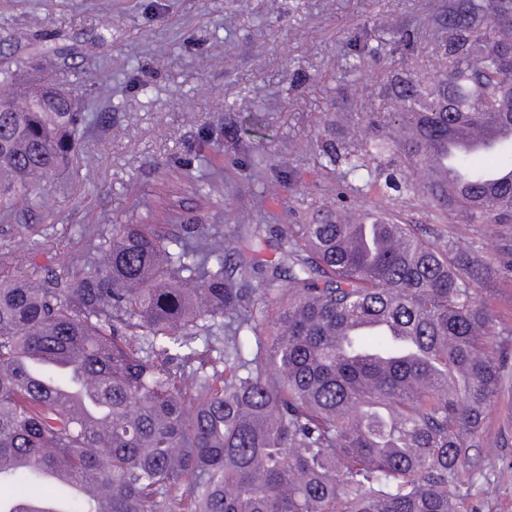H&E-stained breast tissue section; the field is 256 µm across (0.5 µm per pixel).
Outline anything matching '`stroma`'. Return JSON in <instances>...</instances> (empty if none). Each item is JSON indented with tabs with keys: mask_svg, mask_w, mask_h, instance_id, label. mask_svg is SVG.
Here are the masks:
<instances>
[{
	"mask_svg": "<svg viewBox=\"0 0 512 512\" xmlns=\"http://www.w3.org/2000/svg\"><path fill=\"white\" fill-rule=\"evenodd\" d=\"M435 2L0 0V52L82 77L91 112L107 117L84 140L99 158L94 178L75 168L46 180L43 208L19 211V223L36 225V249L63 270L85 253L87 234L98 227L150 214L159 224H218L229 234L247 206L267 226L256 257L264 267L280 253L274 216L324 200L309 144L333 111L338 88L355 83L367 109L394 108L378 92L385 64L369 65L364 79L352 81V37L364 27L371 43H393L394 22L417 24ZM230 108L265 133L251 156L229 144L198 148L200 127L223 122ZM198 150L202 174L223 175V197H205L180 175L179 160ZM288 164L297 170L290 185L277 178ZM347 204L448 231L447 220L409 192ZM473 455L474 512H512V388L487 409Z\"/></svg>",
	"mask_w": 512,
	"mask_h": 512,
	"instance_id": "1",
	"label": "stroma"
}]
</instances>
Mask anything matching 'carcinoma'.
Listing matches in <instances>:
<instances>
[{
	"mask_svg": "<svg viewBox=\"0 0 512 512\" xmlns=\"http://www.w3.org/2000/svg\"><path fill=\"white\" fill-rule=\"evenodd\" d=\"M443 69L396 65L358 135L318 132L327 190L345 198L414 192L436 214L498 227L499 255L442 246L385 212L344 205L281 224L288 288L269 260L254 270L261 225L234 241L213 224L100 227L60 274L17 225L27 264L0 268V485L34 495L0 512H469L470 451L503 391L498 322L483 298L512 272V184L488 189L469 156L465 187L437 175L452 139L512 127V0H443L426 19ZM418 31L392 53L412 55ZM381 55L353 36L351 70ZM45 73L0 63V219L69 171L93 121ZM359 100L343 88L334 116ZM248 150L263 132L231 117L212 128ZM55 473L49 483L45 475Z\"/></svg>",
	"mask_w": 512,
	"mask_h": 512,
	"instance_id": "cac0c4a2",
	"label": "carcinoma"
}]
</instances>
